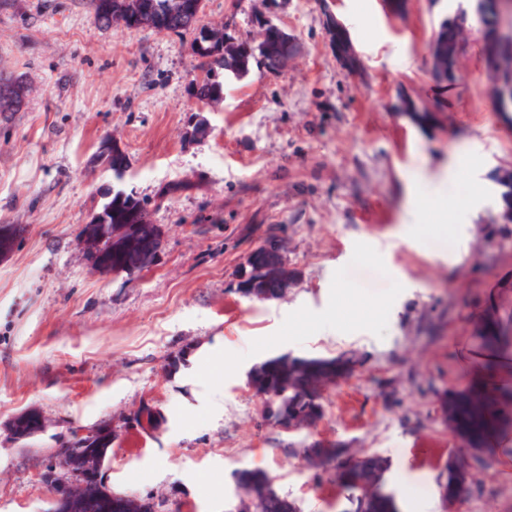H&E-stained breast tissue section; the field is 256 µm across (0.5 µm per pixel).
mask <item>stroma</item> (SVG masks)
<instances>
[{"label": "stroma", "instance_id": "stroma-1", "mask_svg": "<svg viewBox=\"0 0 512 512\" xmlns=\"http://www.w3.org/2000/svg\"><path fill=\"white\" fill-rule=\"evenodd\" d=\"M474 4L408 0L394 14L381 0H205L203 25L253 39L254 15L270 12L298 49L282 74L226 75L223 99L204 107L190 95L188 39L99 27L87 0L0 6V70L30 89L20 111L0 113V225L16 236L0 257V512H49L37 471L71 428L104 420L108 486L166 512H233L242 467L268 472L300 512H346L302 458L311 434L266 421L248 386L269 357L343 352L361 365L327 394L320 433L387 457L399 512H426L456 449L438 393L465 388L480 362L512 385V356L480 352L473 326L491 301L512 316V224L498 220L496 180L512 167V112L493 106ZM455 16L466 41L440 83L430 45ZM332 19L358 67L337 58ZM406 100L435 122L415 123ZM106 141L127 157L123 178L99 157ZM456 152L455 192L419 211L417 240L403 241L409 174H438ZM174 183L182 191L166 194ZM115 187L146 203L162 236L132 276L95 271L78 239ZM272 225L298 283L259 301L235 272ZM146 405L158 416L148 431L132 422ZM29 408L47 427L13 442L4 425ZM463 512H512V430L476 469Z\"/></svg>", "mask_w": 512, "mask_h": 512}]
</instances>
